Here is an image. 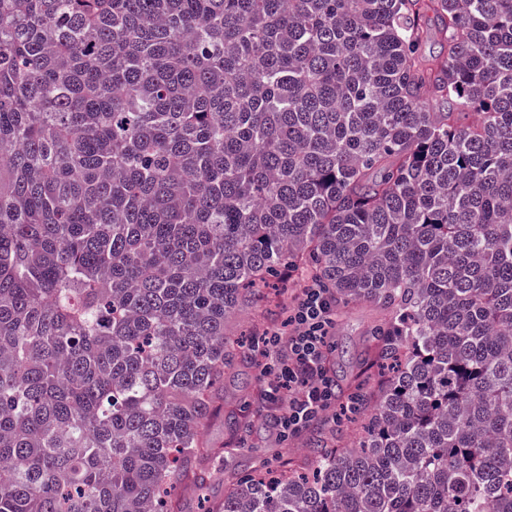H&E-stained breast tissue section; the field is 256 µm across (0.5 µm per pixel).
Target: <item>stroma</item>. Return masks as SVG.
<instances>
[{"mask_svg": "<svg viewBox=\"0 0 512 512\" xmlns=\"http://www.w3.org/2000/svg\"><path fill=\"white\" fill-rule=\"evenodd\" d=\"M375 321V313L366 304L351 305L344 320L332 333L331 366L339 383L351 379L361 342ZM245 414L248 431L242 436L238 452L228 459L203 462L209 484L206 499H199L187 483H179L177 495L182 502V512H219L224 501V484L237 473L245 472L256 462L266 459L272 465L309 456L310 448L306 434H298L287 441L273 440L266 424V406L262 400V381L257 366L242 369L238 377L224 383V404L221 413L211 422L207 438L215 447H223L228 436L225 425L227 415Z\"/></svg>", "mask_w": 512, "mask_h": 512, "instance_id": "1", "label": "stroma"}]
</instances>
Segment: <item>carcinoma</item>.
<instances>
[{"instance_id":"1","label":"carcinoma","mask_w":512,"mask_h":512,"mask_svg":"<svg viewBox=\"0 0 512 512\" xmlns=\"http://www.w3.org/2000/svg\"><path fill=\"white\" fill-rule=\"evenodd\" d=\"M300 271L363 433L221 512H512V0H0V512H182Z\"/></svg>"}]
</instances>
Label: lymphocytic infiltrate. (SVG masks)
<instances>
[{"mask_svg":"<svg viewBox=\"0 0 512 512\" xmlns=\"http://www.w3.org/2000/svg\"><path fill=\"white\" fill-rule=\"evenodd\" d=\"M288 334L271 333L260 353L264 395L277 411L281 438L298 434L336 404V381L326 366L336 302L313 280L288 312Z\"/></svg>","mask_w":512,"mask_h":512,"instance_id":"lymphocytic-infiltrate-1","label":"lymphocytic infiltrate"}]
</instances>
